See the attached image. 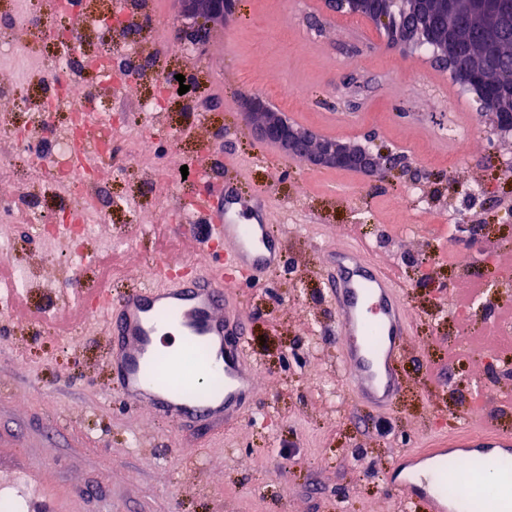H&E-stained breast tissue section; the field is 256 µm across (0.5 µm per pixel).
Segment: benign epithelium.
Segmentation results:
<instances>
[{
  "mask_svg": "<svg viewBox=\"0 0 512 512\" xmlns=\"http://www.w3.org/2000/svg\"><path fill=\"white\" fill-rule=\"evenodd\" d=\"M181 12L203 21L201 34L208 25L222 24L236 9L237 0H178ZM453 21L448 40H439L424 23L409 26L390 36L388 41L396 48L409 50L427 37L438 45L435 64L450 71L453 79L472 93L481 114L498 126L512 130L503 118L512 116V98L493 87L488 76L494 69L493 59L487 55L464 58L457 44L466 36V23L475 21L481 27L484 47L496 48L504 33L512 27V0H442ZM332 12L347 11L370 20L379 16L377 0H325ZM246 118L257 139L272 145L285 154L317 168L361 171L365 174L385 168L391 173L405 175L408 168L397 156H382L361 146H351L335 138L316 140L313 134L292 125L279 113L270 110L260 98L247 103Z\"/></svg>",
  "mask_w": 512,
  "mask_h": 512,
  "instance_id": "7a95c632",
  "label": "benign epithelium"
}]
</instances>
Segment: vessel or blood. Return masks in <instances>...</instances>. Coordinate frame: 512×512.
<instances>
[{
    "label": "vessel or blood",
    "mask_w": 512,
    "mask_h": 512,
    "mask_svg": "<svg viewBox=\"0 0 512 512\" xmlns=\"http://www.w3.org/2000/svg\"><path fill=\"white\" fill-rule=\"evenodd\" d=\"M83 148L73 164L85 172L107 135L93 117L83 120ZM272 199L261 188L239 194L233 181L213 184L190 213V221L206 227L204 243L223 244L214 263L172 272L157 260L146 283L121 294L103 287L76 290L73 308L79 320L102 322L108 338L104 367L108 393L130 408H145L175 428L207 427L223 434L242 424L257 394V362L248 347V327L235 287L259 281L284 263L283 243L270 222ZM327 281L336 309L337 360L345 386L363 403L386 410L404 397L406 380L400 363L409 348L413 317L402 285L389 267L367 248L345 241L327 257ZM173 325L185 342L206 343L224 377L220 396L197 398L153 384L148 370L162 350L157 338ZM452 448L487 454L512 447V429L484 419L461 436L448 439ZM435 466L394 467L386 475L391 494L406 495L423 512H447L448 492Z\"/></svg>",
    "instance_id": "b4317fda"
}]
</instances>
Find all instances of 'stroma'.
<instances>
[{"instance_id": "stroma-1", "label": "stroma", "mask_w": 512, "mask_h": 512, "mask_svg": "<svg viewBox=\"0 0 512 512\" xmlns=\"http://www.w3.org/2000/svg\"><path fill=\"white\" fill-rule=\"evenodd\" d=\"M114 2L90 0L92 18L80 31L86 53L98 49L106 24L120 26ZM32 11V0L0 6L11 40L0 52V86L24 87L34 98L50 77L45 60L59 26L48 14L27 25ZM149 11L138 72L112 80L121 109L112 115L107 161L117 173L109 193L136 200L142 224L131 227L127 213L107 204L98 236L77 245L35 237L19 218L27 169L0 136V159L18 169L17 179L0 182L14 211L0 220V241L13 243L10 265L30 271L26 297L45 316L36 328L0 314V344L11 350L0 360V488L28 475L56 512H404L385 491L387 470L461 431L450 393L490 378V359H512L511 339L489 338L484 319L458 316L484 281L512 271V178L501 174L512 165V135L497 131L430 53L393 52L372 20L330 13L324 0H239L236 18L186 53L177 45L194 33V20L176 0H149ZM170 74L183 75L188 92L171 91L159 119L145 117L141 101ZM280 84L299 87L303 103L278 99ZM254 95L318 137L403 154L411 172L314 169L258 144L240 116ZM452 112L468 123L464 145L448 147L438 135ZM159 123L180 129L178 142L158 135ZM205 147L218 160L266 155L246 185L269 191L286 254L285 267L236 290L259 365L258 395L251 417L220 440L104 397L107 338L94 321L71 341L51 333L70 280L118 292L160 257L210 263L199 245L203 225L186 229L183 215L205 187L194 165ZM183 166L187 179L168 192L163 173ZM414 186L430 212L415 214ZM448 211L466 214L483 233L448 239L433 218ZM406 223L411 231L400 232ZM350 236L395 269L415 318L403 365L409 390L384 413L357 403L336 364L325 250ZM242 457L249 467L239 465Z\"/></svg>"}]
</instances>
